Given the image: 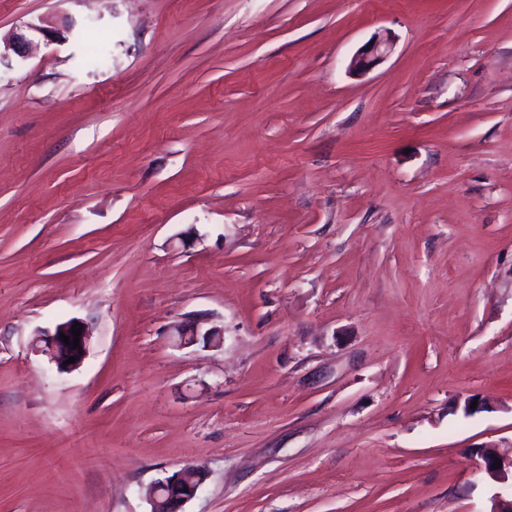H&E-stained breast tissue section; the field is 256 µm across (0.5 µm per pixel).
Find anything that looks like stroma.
<instances>
[{"instance_id":"stroma-1","label":"stroma","mask_w":512,"mask_h":512,"mask_svg":"<svg viewBox=\"0 0 512 512\" xmlns=\"http://www.w3.org/2000/svg\"><path fill=\"white\" fill-rule=\"evenodd\" d=\"M16 34L0 512H150L188 463L183 512L512 494L476 469L512 454V0H0ZM70 319L62 372L32 344ZM356 54L350 62L349 67L361 72H366L378 65L391 51L393 43L389 35L379 36L370 44ZM187 473L194 475L187 477ZM204 477V470L200 466L190 464L176 476L158 482L153 491L150 512H182L180 509L196 495Z\"/></svg>"}]
</instances>
